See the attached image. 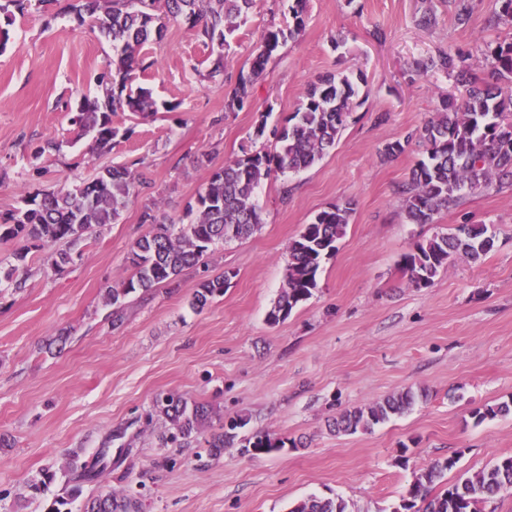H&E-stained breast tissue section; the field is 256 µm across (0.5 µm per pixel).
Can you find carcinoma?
I'll list each match as a JSON object with an SVG mask.
<instances>
[{
    "label": "carcinoma",
    "mask_w": 512,
    "mask_h": 512,
    "mask_svg": "<svg viewBox=\"0 0 512 512\" xmlns=\"http://www.w3.org/2000/svg\"><path fill=\"white\" fill-rule=\"evenodd\" d=\"M56 0H0V13L7 16L22 12L33 4L45 10ZM254 0H75L69 4L82 24L86 23L112 41V62L98 75L104 99H95L69 116L70 126L79 138L91 136L92 153L112 149L119 130L112 127V113L122 110L148 118L158 112L151 92L133 86L139 53L152 36H161L165 21H180L195 31L204 44L226 43L227 34L236 28L237 19L249 10ZM488 23L512 25V0H495ZM288 29L268 30L253 59L250 75L240 76L228 107H241L248 97V85L259 77L280 43L292 38L304 27L302 12L294 10ZM491 58L496 81H481L464 68L465 56L442 51L425 62L416 63L422 71L440 70L456 76L464 94L443 100V111L427 123L416 136L426 144V157L412 169L402 200L407 218L413 224H431L443 209L459 203L466 193H475L493 185L512 188V97L505 95L500 81L512 78V41L495 48L485 47ZM357 91L347 76L329 73L310 85L293 113L288 127H267L261 120L255 128L251 146L241 155L214 171L197 207L189 209L188 224L167 223L155 214L145 218L153 227L135 240L130 250L132 275L107 291L106 304L120 319L124 299L137 291L147 293L161 284H170L190 267L207 264L210 248L219 243L251 236L261 224L254 195L260 185L279 174H298L321 161L336 144L354 107ZM264 138L268 148L255 150L252 144ZM135 173L127 166H106L94 178L72 188L62 186L37 191L22 199V205L0 213V241L19 240L25 246L15 253L16 264L0 275V281L18 282L27 275L29 250L65 242L72 247L86 239L96 227L115 223L135 194ZM352 208L336 204L319 212L303 226L288 244V266L278 300L267 312L266 320L278 324L312 296L322 262L336 251L344 237ZM494 238L484 224H461L451 233L420 241L401 257V269L417 288L433 284L448 259L462 253L473 260L490 252ZM225 275L201 281L191 306L203 310L212 299L224 295ZM417 394L407 389L368 407L343 412L332 423L333 430L353 434L402 414L416 401ZM512 413V404L503 402L477 408L472 418L477 423ZM215 415L212 406L176 394L156 397L147 422L161 420L158 434L165 448H185L197 441L210 427ZM246 419H231L224 431L207 440L206 456L217 460L224 447L234 443L236 430ZM286 441L268 432H256L246 438L242 452L269 454L285 448ZM458 462L454 455L435 461L415 480L408 496L394 512H486L497 494L512 487V456L497 459L489 468L461 477L435 495L431 488ZM102 470L96 464L71 462V477L62 492L53 495L46 512H72L71 504L82 495L87 483L98 480ZM56 480V471L42 470L39 479L27 485L29 498L46 497ZM347 502L337 497L311 496L297 502L289 512H347ZM81 512H142L141 499L130 492H108L86 498Z\"/></svg>",
    "instance_id": "carcinoma-1"
}]
</instances>
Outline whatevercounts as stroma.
<instances>
[{
    "label": "stroma",
    "instance_id": "35a3bbf8",
    "mask_svg": "<svg viewBox=\"0 0 512 512\" xmlns=\"http://www.w3.org/2000/svg\"><path fill=\"white\" fill-rule=\"evenodd\" d=\"M492 3L474 0L461 25L451 0H431L436 23L425 28L422 0H305L302 31L274 52L235 112L227 98L249 74L262 34L284 25L296 0H255L222 51L167 22L144 45L147 69L136 82L175 109L147 119L113 113L129 136L100 156L68 115L99 95L111 44L67 13V0L47 14L0 15V213L25 192L78 185L104 166L132 163L146 180L119 221L81 241L63 271L51 266L55 247L34 249L22 283L0 289V437L9 442L0 449V512H44L43 501L24 496L41 469L57 471L60 489L72 457L91 462L103 449L116 464L84 495L140 486L143 512H289L311 494L342 497L350 512H393L435 460L458 455L448 486L512 455V415L479 425L471 417L512 400V190L465 195L434 223L413 224L402 190L423 146L406 142L398 156L382 157L387 144L435 119L455 87L446 72L416 73L411 64L458 48L473 76L489 77L482 46L512 40V28L489 27ZM219 54L224 79L208 81ZM330 72L367 79L335 147L314 167L260 186L262 224L251 237L215 245L206 266L183 271L177 284L131 295L113 320L103 297L133 272L131 245L149 230L144 210L185 221L260 116L286 125L308 85ZM47 140L60 152L35 158ZM345 202L350 221L317 288L269 324L289 241ZM458 224L487 225L493 250L477 261L453 255L431 286L409 284L402 254ZM225 273L223 296L194 310L197 284ZM62 332L66 348L48 352ZM408 388L426 399L372 430L330 432L343 410ZM163 392L210 403L213 430L239 414L248 420L240 439L264 430L288 445L252 456L236 443L214 461L202 458V440L161 447L145 416Z\"/></svg>",
    "mask_w": 512,
    "mask_h": 512
}]
</instances>
